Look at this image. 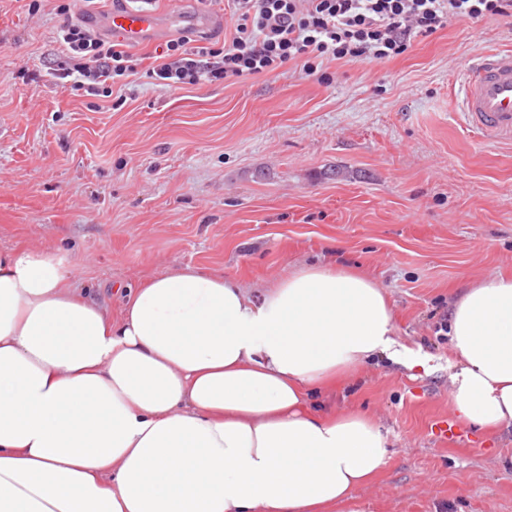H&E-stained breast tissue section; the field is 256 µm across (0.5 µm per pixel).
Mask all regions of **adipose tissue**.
<instances>
[{"label":"adipose tissue","instance_id":"ef3b65f1","mask_svg":"<svg viewBox=\"0 0 512 512\" xmlns=\"http://www.w3.org/2000/svg\"><path fill=\"white\" fill-rule=\"evenodd\" d=\"M458 417L512 427V272L469 288L449 324ZM396 338L370 276L304 264L260 291L186 266L112 315L58 248L0 251V512H343L388 461L367 415L312 393Z\"/></svg>","mask_w":512,"mask_h":512}]
</instances>
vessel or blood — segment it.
<instances>
[{
	"label": "vessel or blood",
	"mask_w": 512,
	"mask_h": 512,
	"mask_svg": "<svg viewBox=\"0 0 512 512\" xmlns=\"http://www.w3.org/2000/svg\"><path fill=\"white\" fill-rule=\"evenodd\" d=\"M218 16L197 11L171 16L149 8H115L96 17L103 30L139 45L162 38L175 29H208ZM461 109L467 123L489 140L512 139V51L477 55L461 82Z\"/></svg>",
	"instance_id": "b4317fda"
}]
</instances>
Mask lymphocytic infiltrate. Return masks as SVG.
Segmentation results:
<instances>
[{
    "mask_svg": "<svg viewBox=\"0 0 512 512\" xmlns=\"http://www.w3.org/2000/svg\"><path fill=\"white\" fill-rule=\"evenodd\" d=\"M236 17L230 39L182 35L157 49L147 75L155 85L179 88L256 76L294 63L315 72L318 62L387 61L414 38L430 36L453 18L512 17V0H229ZM63 21L55 48L40 67L53 82L92 95L108 94L117 79L134 73L123 41L73 19Z\"/></svg>",
    "mask_w": 512,
    "mask_h": 512,
    "instance_id": "1",
    "label": "lymphocytic infiltrate"
}]
</instances>
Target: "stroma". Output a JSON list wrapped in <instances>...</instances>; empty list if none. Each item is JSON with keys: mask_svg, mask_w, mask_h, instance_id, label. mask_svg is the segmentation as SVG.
Returning a JSON list of instances; mask_svg holds the SVG:
<instances>
[{"mask_svg": "<svg viewBox=\"0 0 512 512\" xmlns=\"http://www.w3.org/2000/svg\"><path fill=\"white\" fill-rule=\"evenodd\" d=\"M61 2L0 0V249H67L116 313L121 288L176 267L255 291L307 263L366 272L398 340L429 361L377 358L314 396L388 438L346 512H512V428L435 433L454 414L440 325L466 288L512 269V140H485L456 95L478 54L512 50V20L454 19L393 59L313 75L291 63L164 89L141 64L103 98L31 77Z\"/></svg>", "mask_w": 512, "mask_h": 512, "instance_id": "1", "label": "stroma"}]
</instances>
